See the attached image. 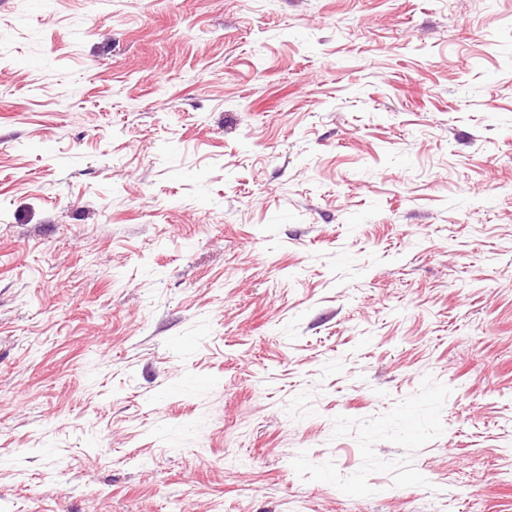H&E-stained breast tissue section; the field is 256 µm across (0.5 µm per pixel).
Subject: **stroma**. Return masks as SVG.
Masks as SVG:
<instances>
[{"label": "stroma", "mask_w": 512, "mask_h": 512, "mask_svg": "<svg viewBox=\"0 0 512 512\" xmlns=\"http://www.w3.org/2000/svg\"><path fill=\"white\" fill-rule=\"evenodd\" d=\"M0 512H512V0H0Z\"/></svg>", "instance_id": "stroma-1"}]
</instances>
